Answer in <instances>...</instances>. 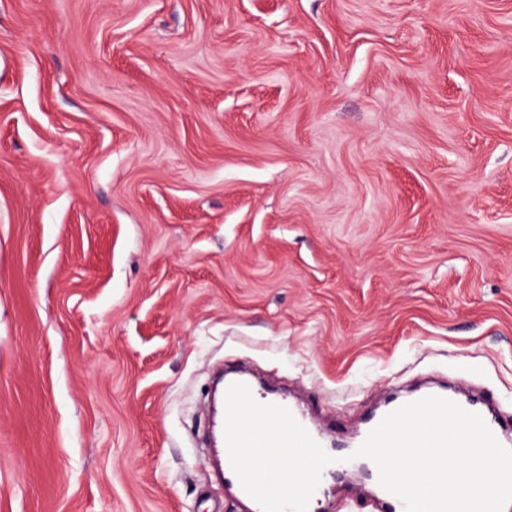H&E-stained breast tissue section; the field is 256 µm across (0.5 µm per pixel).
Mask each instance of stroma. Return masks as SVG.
<instances>
[{
  "mask_svg": "<svg viewBox=\"0 0 512 512\" xmlns=\"http://www.w3.org/2000/svg\"><path fill=\"white\" fill-rule=\"evenodd\" d=\"M219 367L512 426V0H0V512H243ZM222 445L223 448H221V453L223 455V463L221 468V476L224 481V486L230 490H232L237 497H239L241 500L247 503L248 505V511L249 512H262L261 507L259 504L254 501L241 487L240 482L233 472L229 456L227 452V447L225 443V437H224V431L222 436Z\"/></svg>",
  "mask_w": 512,
  "mask_h": 512,
  "instance_id": "obj_1",
  "label": "stroma"
}]
</instances>
